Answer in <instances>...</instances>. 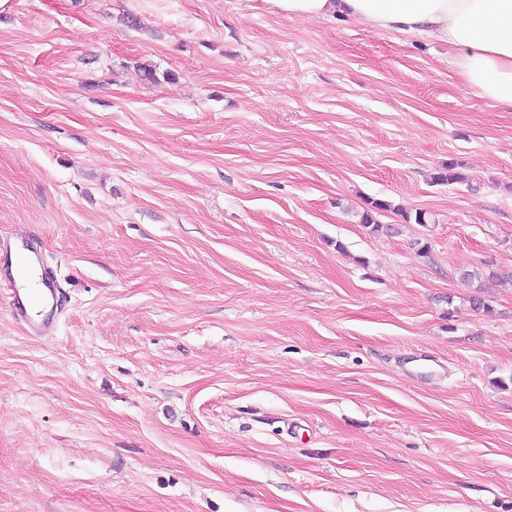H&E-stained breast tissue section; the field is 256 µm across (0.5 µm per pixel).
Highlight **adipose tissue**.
<instances>
[{"label": "adipose tissue", "mask_w": 512, "mask_h": 512, "mask_svg": "<svg viewBox=\"0 0 512 512\" xmlns=\"http://www.w3.org/2000/svg\"><path fill=\"white\" fill-rule=\"evenodd\" d=\"M296 19L352 20L448 45L480 97L512 112V0H269Z\"/></svg>", "instance_id": "ef3b65f1"}]
</instances>
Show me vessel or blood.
Instances as JSON below:
<instances>
[{
	"label": "vessel or blood",
	"mask_w": 512,
	"mask_h": 512,
	"mask_svg": "<svg viewBox=\"0 0 512 512\" xmlns=\"http://www.w3.org/2000/svg\"><path fill=\"white\" fill-rule=\"evenodd\" d=\"M11 238L13 248L0 256V280L6 285L8 307L29 333L51 335L65 300L38 253L32 234L17 228Z\"/></svg>",
	"instance_id": "vessel-or-blood-1"
}]
</instances>
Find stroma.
<instances>
[{"label": "stroma", "instance_id": "stroma-1", "mask_svg": "<svg viewBox=\"0 0 512 512\" xmlns=\"http://www.w3.org/2000/svg\"><path fill=\"white\" fill-rule=\"evenodd\" d=\"M377 199L400 233L360 225ZM17 226L68 304L41 337L0 298V512H512V281L484 312L459 276L512 272V112L447 45L266 0H8Z\"/></svg>", "mask_w": 512, "mask_h": 512}]
</instances>
